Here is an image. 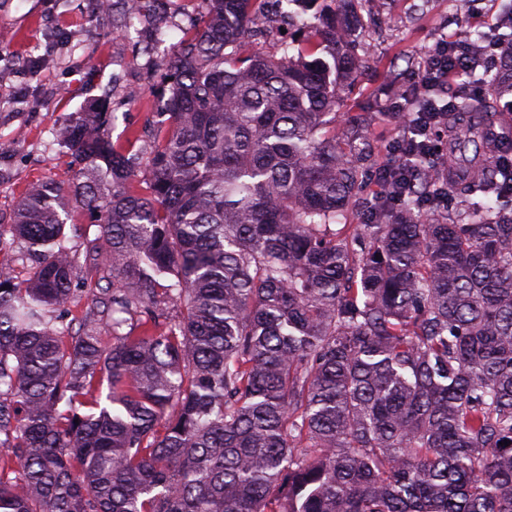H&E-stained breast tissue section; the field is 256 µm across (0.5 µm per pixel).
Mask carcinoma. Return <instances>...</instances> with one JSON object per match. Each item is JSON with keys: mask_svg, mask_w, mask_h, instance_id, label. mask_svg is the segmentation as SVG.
<instances>
[{"mask_svg": "<svg viewBox=\"0 0 512 512\" xmlns=\"http://www.w3.org/2000/svg\"><path fill=\"white\" fill-rule=\"evenodd\" d=\"M204 2L149 146L116 148L97 103L63 115L69 179L0 214L31 260H0V512H512V129L468 94L512 93V3L495 70L384 113L460 123L350 224L358 0H285L278 57L240 52L267 0ZM72 224L77 225V227L81 228V233L83 234L82 238L74 237L73 243L79 245L83 242L84 234H88L91 238H93L96 234L99 233V228L96 226L97 222L95 218L88 213H74L71 220L68 221L66 226V232L68 237H73L74 232L72 228Z\"/></svg>", "mask_w": 512, "mask_h": 512, "instance_id": "obj_1", "label": "carcinoma"}]
</instances>
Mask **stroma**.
I'll return each mask as SVG.
<instances>
[{
    "label": "stroma",
    "instance_id": "obj_1",
    "mask_svg": "<svg viewBox=\"0 0 512 512\" xmlns=\"http://www.w3.org/2000/svg\"><path fill=\"white\" fill-rule=\"evenodd\" d=\"M473 0H363L367 26L353 44L364 61L346 92L350 115L387 111L403 101L423 53L444 33L463 39L495 32L502 0H485L484 25L473 26ZM203 0H145L135 38L114 29L111 11L88 0H0V211L19 204L29 184L64 179L71 158L56 141L57 120L104 102L109 137L126 145L130 132L149 131L162 109L163 77L173 46L199 25ZM167 32L157 41V29Z\"/></svg>",
    "mask_w": 512,
    "mask_h": 512
}]
</instances>
